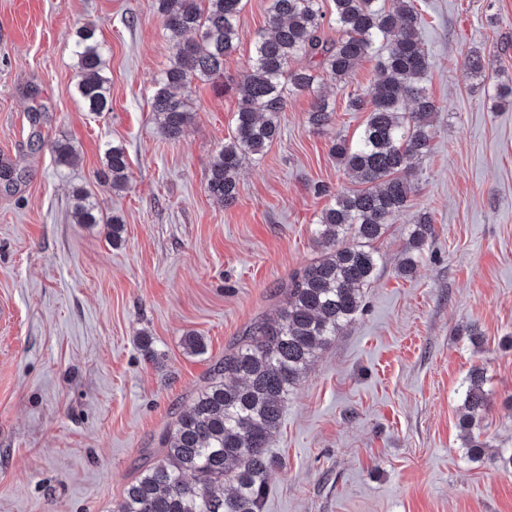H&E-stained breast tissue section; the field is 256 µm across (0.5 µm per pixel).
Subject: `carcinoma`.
<instances>
[{
    "instance_id": "1",
    "label": "carcinoma",
    "mask_w": 512,
    "mask_h": 512,
    "mask_svg": "<svg viewBox=\"0 0 512 512\" xmlns=\"http://www.w3.org/2000/svg\"><path fill=\"white\" fill-rule=\"evenodd\" d=\"M322 2L269 0L270 34L256 40L249 67L233 77L224 75V62L238 46L244 0H155L172 44L170 65L155 80L151 98L164 135L178 140L190 125L187 92L194 80L238 97L234 136L213 157L206 183L208 193L226 206L237 201L242 160L263 155L280 135L285 91L313 90L318 71L345 84L377 45L388 50L379 60L371 100L350 99L354 110L369 109L365 126L355 141L339 137L331 147L361 188L334 195L325 185L317 187L334 198L314 229L323 252L277 288L278 320L252 324L224 353L210 381L162 436L158 459L127 486L114 512H262L273 466L270 441L288 396L317 352L362 311L363 287L381 262L374 243L408 208L414 164L431 152L430 122L438 107L424 84L429 60L414 0H332L335 40L324 37ZM74 56L84 106L109 111V79L95 26L76 32ZM298 58L309 65L291 68ZM334 116L325 98L315 96L308 123L323 131L332 127ZM126 169L124 149H108L104 180L123 189ZM73 214L79 224L101 221L83 190L73 192ZM433 231L425 216L408 226L411 255L403 259L401 273L413 271V252L423 249ZM485 381L482 369L470 371L460 411L459 428L474 458L487 447L473 434L488 409Z\"/></svg>"
}]
</instances>
